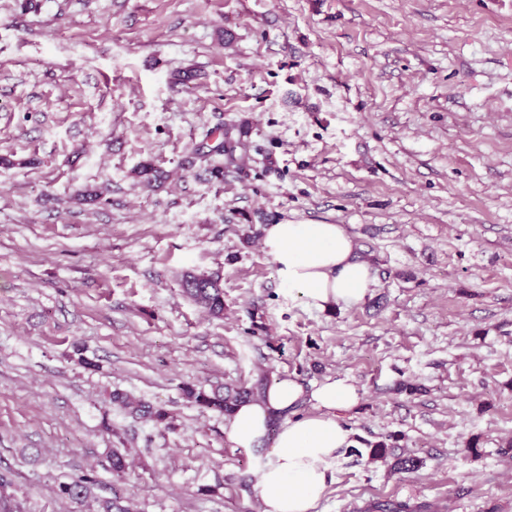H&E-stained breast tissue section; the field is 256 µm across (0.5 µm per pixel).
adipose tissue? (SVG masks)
<instances>
[{
    "mask_svg": "<svg viewBox=\"0 0 512 512\" xmlns=\"http://www.w3.org/2000/svg\"><path fill=\"white\" fill-rule=\"evenodd\" d=\"M262 249L308 307H351L367 295L370 265L342 225L270 224ZM358 401L356 387L343 381L329 379L307 390L287 376L236 406L224 426L228 441L240 448L272 444L257 468L263 512H314L327 488L330 462L352 443L338 414ZM304 402L313 410L298 414Z\"/></svg>",
    "mask_w": 512,
    "mask_h": 512,
    "instance_id": "adipose-tissue-1",
    "label": "adipose tissue"
}]
</instances>
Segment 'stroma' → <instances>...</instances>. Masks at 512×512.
<instances>
[{
    "mask_svg": "<svg viewBox=\"0 0 512 512\" xmlns=\"http://www.w3.org/2000/svg\"><path fill=\"white\" fill-rule=\"evenodd\" d=\"M227 127L219 181L202 155ZM288 223L343 225L373 271L359 305L289 294L261 244ZM187 271L220 274L223 317ZM285 375L359 393L315 512H512V0H0L19 512H88L56 493L87 473L131 512H262L268 448L232 446L183 390ZM111 401L128 410L131 414L151 418L157 423H162L166 420L167 415L163 410L154 409L150 405L136 401L123 393H113L111 395Z\"/></svg>",
    "mask_w": 512,
    "mask_h": 512,
    "instance_id": "obj_1",
    "label": "stroma"
}]
</instances>
